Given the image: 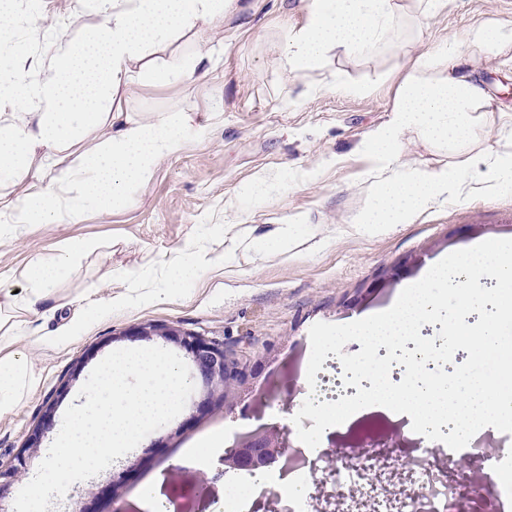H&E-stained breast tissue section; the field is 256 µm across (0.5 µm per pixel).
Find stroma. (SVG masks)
<instances>
[{
    "label": "stroma",
    "instance_id": "stroma-1",
    "mask_svg": "<svg viewBox=\"0 0 512 512\" xmlns=\"http://www.w3.org/2000/svg\"><path fill=\"white\" fill-rule=\"evenodd\" d=\"M399 3L393 41L292 71L284 46L288 31L304 21L300 0H237L208 44L214 69L186 83L144 82L124 96L123 111L187 112L198 131L162 161L133 203L0 240V289L20 300L32 256L53 255L71 240L99 244L59 280L38 313L0 309V323L15 328L0 338V356L24 354L37 378L16 408L0 414V458L21 448L47 400L57 399L62 412L77 403L93 368L127 348L123 331L166 323L249 345L262 363L256 378L238 395L234 413L220 407L182 430L169 422L73 486L70 496L87 512H224V451L193 456L197 438L288 425L291 414H302L312 358L326 339L359 352L350 334L359 319L387 313L452 256L488 241L512 243V186L438 202L413 223L383 233L353 221L373 181L362 144L390 119L412 58L447 48L485 22L512 24V0H447L425 20L416 0ZM9 5L11 42L45 64L60 41L82 38L97 21L88 0ZM462 68L512 132V46L492 56L467 51ZM356 85L361 93H353ZM400 158L425 170L456 160L412 130L401 137ZM187 247L198 275L177 293L150 300L112 277L137 269L163 287L168 266ZM395 262L402 265L399 278L374 285L376 271ZM121 294L126 303L115 304ZM65 380L70 387L61 397Z\"/></svg>",
    "mask_w": 512,
    "mask_h": 512
}]
</instances>
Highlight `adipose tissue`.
<instances>
[{
	"instance_id": "1",
	"label": "adipose tissue",
	"mask_w": 512,
	"mask_h": 512,
	"mask_svg": "<svg viewBox=\"0 0 512 512\" xmlns=\"http://www.w3.org/2000/svg\"><path fill=\"white\" fill-rule=\"evenodd\" d=\"M98 22L88 37L56 49L39 81L27 79L30 58L9 47L0 65V180L21 192L10 202L8 224H77L91 207L126 203L146 185L161 162L194 133L184 112H110L107 103L142 81L181 82L214 64L211 51L157 59L162 44L184 35L206 41L223 28L232 0H95ZM398 0H304L305 20L289 32L288 66L301 70L328 55L372 51L395 34ZM512 45V25L489 23L470 30L448 52V75L431 79L438 59L424 52L400 86L390 120L363 144L380 176L355 223L384 229L412 222L442 198H469L512 180V133L494 154H475L437 171L400 162L401 136L418 131L440 144H465L484 132L493 108L484 90L461 74L464 51L495 54ZM38 176H31V169ZM96 248L91 240L68 242L57 254L30 260L25 273L27 312L54 293L62 270L78 265ZM425 319L440 320L469 361L505 355L512 326V246L491 241L430 270L385 315L359 323L360 354L348 356L352 373L372 387L346 403L353 409L373 402L400 409L425 425L429 439L465 444L485 425L512 422V378L475 375L450 368L433 378L417 352L429 349L416 336ZM36 379L22 353L0 359V413L19 405Z\"/></svg>"
}]
</instances>
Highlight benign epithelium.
<instances>
[{"label": "benign epithelium", "instance_id": "benign-epithelium-1", "mask_svg": "<svg viewBox=\"0 0 512 512\" xmlns=\"http://www.w3.org/2000/svg\"><path fill=\"white\" fill-rule=\"evenodd\" d=\"M127 339L152 341L162 339L183 351L191 363V380L195 394L185 407L182 425L208 415L229 402V393L247 387L255 370L250 352L245 348L224 345V342L202 334L163 323H141L128 329ZM57 403L48 402L32 427L22 448L7 461L0 460V502L19 483L32 455L41 447L45 434L56 423ZM288 427H261L240 437L224 452V466L256 472L273 460L287 457L290 448ZM405 445L393 436L382 434L371 450L380 461L401 457Z\"/></svg>", "mask_w": 512, "mask_h": 512}]
</instances>
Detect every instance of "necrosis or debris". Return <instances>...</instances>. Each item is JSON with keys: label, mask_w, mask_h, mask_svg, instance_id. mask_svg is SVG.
<instances>
[{"label": "necrosis or debris", "mask_w": 512, "mask_h": 512, "mask_svg": "<svg viewBox=\"0 0 512 512\" xmlns=\"http://www.w3.org/2000/svg\"><path fill=\"white\" fill-rule=\"evenodd\" d=\"M484 439V431H477L468 443L469 455L493 474L492 493L511 506L512 458L500 450L486 451ZM409 441L411 455L389 461L377 480L368 472L371 461L367 456L337 463L329 477L336 487L332 500L320 484L322 453L311 448L289 449L286 461L266 469L261 484L250 474L225 472L231 494L224 500V512H250L252 501L268 494L278 499L280 512H459L467 487L450 463L451 448L427 441L420 426L411 428ZM292 483L305 485V494L288 496L286 488Z\"/></svg>", "instance_id": "necrosis-or-debris-1"}]
</instances>
